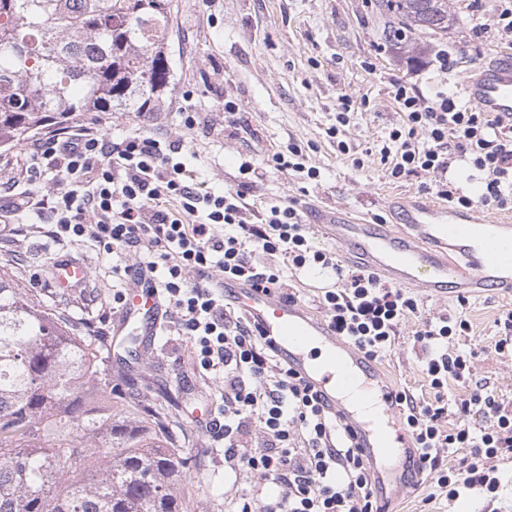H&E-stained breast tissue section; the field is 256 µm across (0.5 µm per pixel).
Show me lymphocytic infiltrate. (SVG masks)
Masks as SVG:
<instances>
[{
  "label": "lymphocytic infiltrate",
  "instance_id": "lymphocytic-infiltrate-1",
  "mask_svg": "<svg viewBox=\"0 0 512 512\" xmlns=\"http://www.w3.org/2000/svg\"><path fill=\"white\" fill-rule=\"evenodd\" d=\"M392 94L402 122L379 150L392 181L424 178V190L455 210L512 209V113L485 112L444 91L427 97L405 82L394 83ZM177 152L158 134L114 141L83 124L63 128L33 144L34 167L63 183L36 208L55 239L88 240L106 254L136 249L138 265H113V278H154L178 335L191 341L199 378L223 382V403L206 430L223 445L225 468L255 479L232 512H386L351 431L280 358L275 340L225 299L224 283L285 299L297 272L334 275L337 287L324 290L319 303L337 336L372 361L392 350L403 321L418 313L416 297L343 265L335 249L315 248L293 204L266 205L261 222H250L246 190L254 163H241L239 190L202 194ZM455 161L480 173L478 198L449 181ZM258 251L268 263L255 261ZM470 329L462 315L424 319L413 339L425 353L420 369L431 395L395 392L419 474L431 476L451 501L473 491L496 494L498 464L512 459V406L474 385V351L451 345ZM452 382L468 396L449 398ZM473 415L487 427L473 429ZM255 431L262 436L257 447L248 443ZM447 454L459 455L458 465L443 466Z\"/></svg>",
  "mask_w": 512,
  "mask_h": 512
}]
</instances>
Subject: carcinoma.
Instances as JSON below:
<instances>
[{"instance_id":"cac0c4a2","label":"carcinoma","mask_w":512,"mask_h":512,"mask_svg":"<svg viewBox=\"0 0 512 512\" xmlns=\"http://www.w3.org/2000/svg\"><path fill=\"white\" fill-rule=\"evenodd\" d=\"M379 6L405 54L448 33V0ZM170 29L169 0H0V152L85 112L160 111ZM133 384L110 340L1 273L0 512H189L172 399Z\"/></svg>"}]
</instances>
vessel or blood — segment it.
Instances as JSON below:
<instances>
[{
	"label": "vessel or blood",
	"instance_id": "1",
	"mask_svg": "<svg viewBox=\"0 0 512 512\" xmlns=\"http://www.w3.org/2000/svg\"><path fill=\"white\" fill-rule=\"evenodd\" d=\"M465 93L483 111L512 113V60L481 69L467 80ZM311 219L346 259L395 285L415 286L435 298L468 291L512 297V224L434 203L403 207L397 224L357 221L341 208H316ZM53 275L57 287L68 289L84 282L88 270L62 260ZM232 300L277 341L292 367L355 431L369 457L375 488L383 494L408 489L405 472L417 453L380 371L338 338L326 318L300 303L246 285L235 286ZM161 315L157 293L136 285L129 289L118 320L120 327H133L146 340L157 334ZM360 394L375 402L379 418L363 415L355 401Z\"/></svg>",
	"mask_w": 512,
	"mask_h": 512
}]
</instances>
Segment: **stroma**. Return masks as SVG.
<instances>
[{"label": "stroma", "mask_w": 512, "mask_h": 512, "mask_svg": "<svg viewBox=\"0 0 512 512\" xmlns=\"http://www.w3.org/2000/svg\"><path fill=\"white\" fill-rule=\"evenodd\" d=\"M173 23L169 49L174 62L175 88L163 109L132 112H89L84 124L110 137L139 131L160 133L181 142V159L194 170L202 191L236 189L238 167L249 160L259 168L248 202H294L332 205L361 219L384 217L397 222L405 202H435L422 191L418 178L389 180L378 149L391 127L400 122L391 94L394 82L412 85L430 96L448 87L463 92L475 70L493 64L501 49L494 33L498 0H452L455 22L446 35L427 40L429 53L446 49L459 59L455 75L440 85L433 70L413 71L406 55L388 45L382 35L385 18L375 0H171ZM352 101L349 125L339 134L363 156V167L341 155L326 130L336 122V104ZM235 101L241 125L224 123L225 101ZM193 106L199 114L194 129L183 125L181 109ZM307 147L318 180L307 181L291 171L267 167L274 151L288 142ZM12 187L11 206L0 210V268L16 287L37 291L49 304L78 319L105 321L113 343L125 335L112 308L113 290H128L133 279L112 277V255L99 252L91 241L58 242L37 228L30 201L54 192L59 178L35 174L27 145L0 157V184ZM75 260L89 272L85 282L68 291L56 288L53 266ZM418 315L401 327L392 351L379 365L393 388L427 393L420 372L423 357L412 333L421 319L465 312L472 331L460 348L473 349L474 376L487 381L501 400L512 404V359L499 356L494 320L512 309V298L488 292L473 295L467 306L456 298H420ZM129 365L152 394H173L185 444L194 464L184 486L192 512H225L231 498L251 478L224 467L223 449L214 447L199 415L221 402L222 386L198 377L190 341L164 330L154 341L139 346ZM501 488L496 497L471 496L451 501L431 497L429 484L389 495L390 512H512V462L499 465Z\"/></svg>", "instance_id": "stroma-1"}]
</instances>
